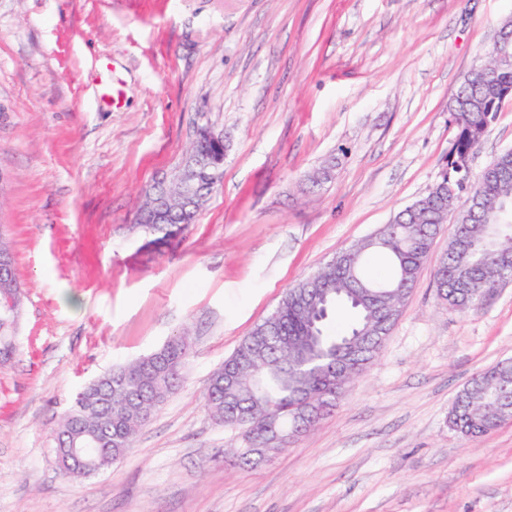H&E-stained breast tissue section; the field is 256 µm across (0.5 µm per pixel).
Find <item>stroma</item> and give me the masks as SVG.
Here are the masks:
<instances>
[{
	"instance_id": "obj_1",
	"label": "stroma",
	"mask_w": 512,
	"mask_h": 512,
	"mask_svg": "<svg viewBox=\"0 0 512 512\" xmlns=\"http://www.w3.org/2000/svg\"><path fill=\"white\" fill-rule=\"evenodd\" d=\"M512 0H0V236L24 285L0 366V512H512V421L466 440L456 392L512 359V285L442 305L449 212L376 360L252 471L205 407L213 373L286 290L436 181L448 104ZM211 126L228 146L195 223L136 222ZM512 150L505 103L471 158ZM329 168L313 185L311 175ZM188 333L179 388L112 467L53 448L75 394Z\"/></svg>"
}]
</instances>
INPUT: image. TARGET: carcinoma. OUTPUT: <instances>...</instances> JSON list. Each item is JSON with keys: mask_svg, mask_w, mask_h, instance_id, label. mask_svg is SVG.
Wrapping results in <instances>:
<instances>
[{"mask_svg": "<svg viewBox=\"0 0 512 512\" xmlns=\"http://www.w3.org/2000/svg\"><path fill=\"white\" fill-rule=\"evenodd\" d=\"M512 83V68L496 71L485 82L468 73L448 106L456 137L443 171L460 182L461 191L480 196L488 214L477 222L469 209L458 212L448 249L434 271L436 294L448 307L479 312L497 289L512 279V152L494 158L500 173L474 177L458 172L459 156L481 141L484 126L498 111H490L494 82ZM453 202L434 189L416 201L413 210L399 212L370 237L350 246L313 276L289 288L277 310L246 336L224 365L215 371L206 392L212 418L241 431L245 447L236 449L239 465L254 468L262 456H276L287 447L266 452L258 446L270 427L291 429L305 406L315 410L317 424L345 394L346 385L375 360L428 262L436 235ZM372 254L388 258L392 276L386 282L365 278ZM343 303L355 319L336 335L328 323ZM16 330L0 320V364L15 351ZM190 354L187 336L168 340L153 352L112 368L75 396L59 429L74 435L102 428L112 434L103 467L119 462L134 447L146 420L179 386ZM112 378L108 390L112 419L98 414L96 385ZM512 417V362L503 361L473 375L456 393L448 411L449 427L467 439L492 432Z\"/></svg>", "mask_w": 512, "mask_h": 512, "instance_id": "obj_1", "label": "carcinoma"}]
</instances>
